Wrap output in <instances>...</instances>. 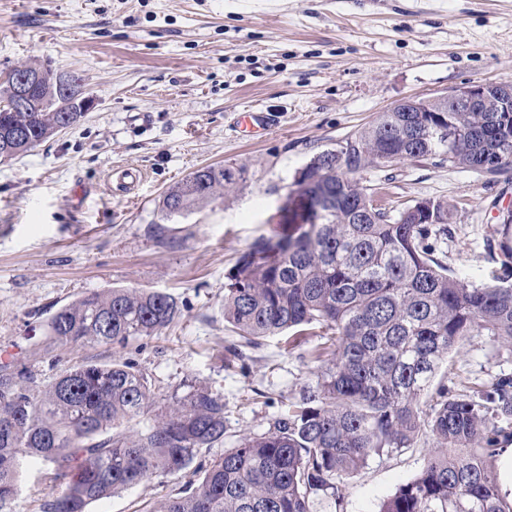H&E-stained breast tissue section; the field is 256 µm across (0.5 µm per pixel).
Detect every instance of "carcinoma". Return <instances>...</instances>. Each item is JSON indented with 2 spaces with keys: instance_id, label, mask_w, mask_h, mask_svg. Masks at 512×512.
Instances as JSON below:
<instances>
[{
  "instance_id": "cac0c4a2",
  "label": "carcinoma",
  "mask_w": 512,
  "mask_h": 512,
  "mask_svg": "<svg viewBox=\"0 0 512 512\" xmlns=\"http://www.w3.org/2000/svg\"><path fill=\"white\" fill-rule=\"evenodd\" d=\"M27 112H0V161L18 158L77 124L74 94L56 73ZM380 112L345 141L334 160L308 164L317 188L336 201L322 224H278L241 255L224 283V320L245 344L286 335L296 347L322 331L316 364L299 397L267 432L215 457L184 495L154 512H316L343 499L345 479L375 456L432 440L420 473L379 512H512L489 461L512 445V375L465 392L438 376L456 343L484 330L512 351V283L477 284L436 256L430 239L448 232V209L426 200L397 215L360 175L369 167L448 156V166L495 174L512 165L507 112ZM25 132L24 140L15 137ZM221 166L192 172L164 195L162 211L181 214L232 184ZM495 233L503 267H512V213ZM179 316L160 291L112 288L60 307L47 322L59 346L125 344L160 334ZM166 399L141 430L119 429L155 404L147 377L130 361L84 362L45 381L30 366L0 363V509L16 491L23 460L54 465L62 493L46 512L88 506L157 476L187 468L199 448L224 441V399L190 383Z\"/></svg>"
}]
</instances>
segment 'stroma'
<instances>
[{
    "label": "stroma",
    "instance_id": "1",
    "mask_svg": "<svg viewBox=\"0 0 512 512\" xmlns=\"http://www.w3.org/2000/svg\"><path fill=\"white\" fill-rule=\"evenodd\" d=\"M27 64L81 77L94 107L25 156L0 162V351L43 377L86 361H130L155 393L196 381L223 397V443L179 476L156 477L92 503L88 512H150L243 437L267 431L314 368L315 338H271L234 357L224 282L278 221V207L318 153L400 101L471 83H512V0H0V76ZM260 107L277 126L256 139L235 126ZM234 182L168 218L165 193L203 166ZM141 167L130 195L112 175ZM363 184L391 213L431 198L447 207L437 257L479 283L499 273L494 230L512 209V168L482 174L445 157L370 168ZM111 288L161 291L180 315L126 345H54L60 307ZM448 371L460 385L512 373V353L484 332L459 342ZM429 446L369 460L345 479L341 506L379 512L423 467ZM53 467L23 462L0 512H43Z\"/></svg>",
    "mask_w": 512,
    "mask_h": 512
}]
</instances>
